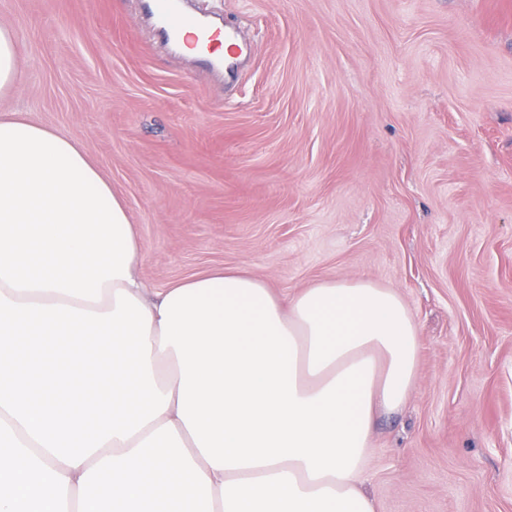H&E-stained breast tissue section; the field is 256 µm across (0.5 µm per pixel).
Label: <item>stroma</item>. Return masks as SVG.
<instances>
[{
	"mask_svg": "<svg viewBox=\"0 0 512 512\" xmlns=\"http://www.w3.org/2000/svg\"><path fill=\"white\" fill-rule=\"evenodd\" d=\"M196 5L248 45L233 86L138 0H0V117L84 145L147 287L241 267L394 289L418 379L370 437L376 512H512V0ZM19 50L14 32L0 27V96L9 94L16 83Z\"/></svg>",
	"mask_w": 512,
	"mask_h": 512,
	"instance_id": "1",
	"label": "stroma"
}]
</instances>
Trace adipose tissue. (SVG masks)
<instances>
[{"label":"adipose tissue","mask_w":512,"mask_h":512,"mask_svg":"<svg viewBox=\"0 0 512 512\" xmlns=\"http://www.w3.org/2000/svg\"><path fill=\"white\" fill-rule=\"evenodd\" d=\"M128 209L84 147L0 118V294L106 313L123 289L152 316L167 410L72 467L0 407V512H375L363 486L377 410L418 375L393 289L325 280L279 294L244 269L143 288Z\"/></svg>","instance_id":"adipose-tissue-1"}]
</instances>
